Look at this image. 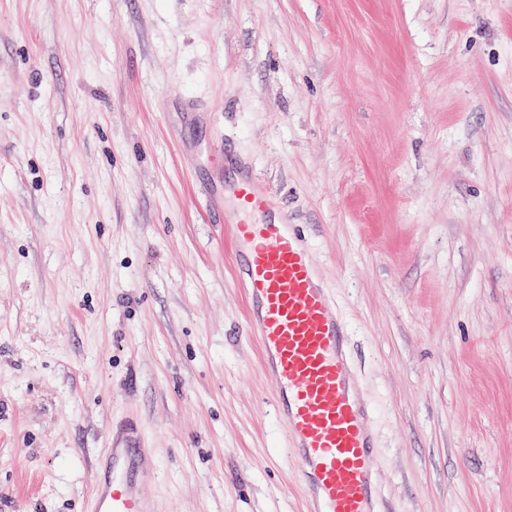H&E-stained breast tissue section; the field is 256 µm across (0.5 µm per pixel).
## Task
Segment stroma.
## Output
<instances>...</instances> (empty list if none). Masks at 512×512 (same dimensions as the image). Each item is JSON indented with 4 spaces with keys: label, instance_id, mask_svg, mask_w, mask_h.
Segmentation results:
<instances>
[{
    "label": "stroma",
    "instance_id": "obj_1",
    "mask_svg": "<svg viewBox=\"0 0 512 512\" xmlns=\"http://www.w3.org/2000/svg\"><path fill=\"white\" fill-rule=\"evenodd\" d=\"M223 139L350 328L389 512H512V0H0V512H306L243 334ZM106 447L92 470L91 512H157L156 495L141 479L152 448L140 427L131 422L113 427Z\"/></svg>",
    "mask_w": 512,
    "mask_h": 512
}]
</instances>
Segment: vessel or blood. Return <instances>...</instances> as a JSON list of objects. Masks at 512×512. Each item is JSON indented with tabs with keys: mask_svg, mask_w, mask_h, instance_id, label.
<instances>
[{
	"mask_svg": "<svg viewBox=\"0 0 512 512\" xmlns=\"http://www.w3.org/2000/svg\"><path fill=\"white\" fill-rule=\"evenodd\" d=\"M236 246V273L248 302L244 334L261 348L277 384L275 411L301 465L308 512H380L369 411L351 382L350 329L318 276L297 225L275 220L269 189L250 171L215 185ZM137 424L112 429L92 470L91 512H157L141 468L150 455Z\"/></svg>",
	"mask_w": 512,
	"mask_h": 512,
	"instance_id": "obj_1",
	"label": "vessel or blood"
}]
</instances>
